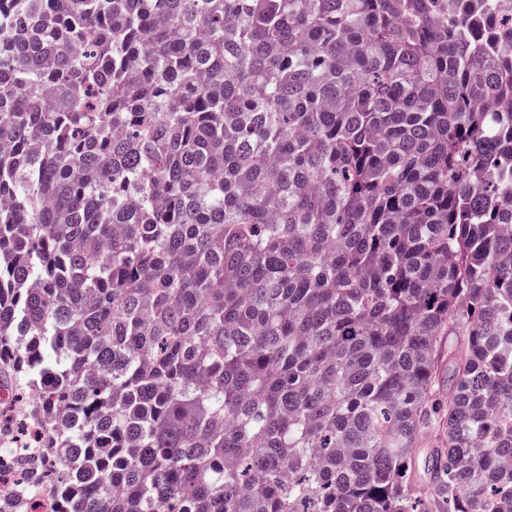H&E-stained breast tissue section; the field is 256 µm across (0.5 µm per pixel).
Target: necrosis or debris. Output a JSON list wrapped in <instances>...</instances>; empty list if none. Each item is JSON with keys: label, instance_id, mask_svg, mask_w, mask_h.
<instances>
[{"label": "necrosis or debris", "instance_id": "necrosis-or-debris-1", "mask_svg": "<svg viewBox=\"0 0 512 512\" xmlns=\"http://www.w3.org/2000/svg\"><path fill=\"white\" fill-rule=\"evenodd\" d=\"M39 405L36 391L0 385V500L15 501L21 512H59L58 483L47 473L70 458L56 448L42 450L47 422Z\"/></svg>", "mask_w": 512, "mask_h": 512}]
</instances>
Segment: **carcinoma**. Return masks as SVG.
I'll use <instances>...</instances> for the list:
<instances>
[{"instance_id": "obj_1", "label": "carcinoma", "mask_w": 512, "mask_h": 512, "mask_svg": "<svg viewBox=\"0 0 512 512\" xmlns=\"http://www.w3.org/2000/svg\"><path fill=\"white\" fill-rule=\"evenodd\" d=\"M2 84L59 512H512V0H0Z\"/></svg>"}]
</instances>
